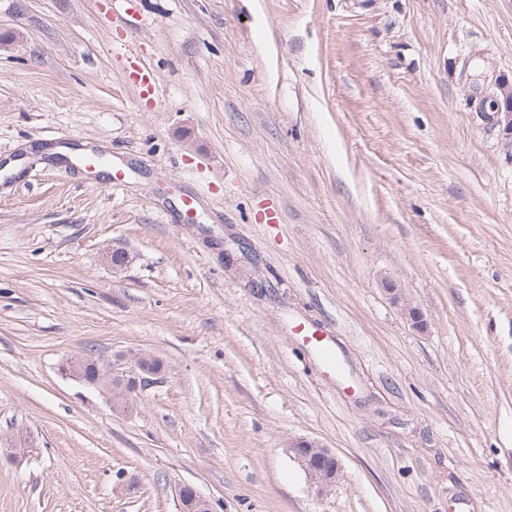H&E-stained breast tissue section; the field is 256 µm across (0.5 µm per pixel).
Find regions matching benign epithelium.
Returning a JSON list of instances; mask_svg holds the SVG:
<instances>
[{
	"mask_svg": "<svg viewBox=\"0 0 512 512\" xmlns=\"http://www.w3.org/2000/svg\"><path fill=\"white\" fill-rule=\"evenodd\" d=\"M478 110L486 120L501 128L503 139L512 140V84L506 80L496 84V90L480 99ZM149 356L122 354L112 361L96 362L92 381L83 374L85 358L66 360L67 374L76 381L110 397L113 407L132 410L137 394L163 382V372L148 365ZM288 452L306 475L309 484L321 494L341 478V465L336 455L316 441L298 438L291 442ZM177 512H210L212 504L190 483L175 490Z\"/></svg>",
	"mask_w": 512,
	"mask_h": 512,
	"instance_id": "obj_1",
	"label": "benign epithelium"
}]
</instances>
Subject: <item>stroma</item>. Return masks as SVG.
I'll use <instances>...</instances> for the list:
<instances>
[{"label": "stroma", "instance_id": "1", "mask_svg": "<svg viewBox=\"0 0 512 512\" xmlns=\"http://www.w3.org/2000/svg\"><path fill=\"white\" fill-rule=\"evenodd\" d=\"M503 79L512 0H0V512H512ZM130 349V415L60 369ZM128 82L136 87V89L143 94L152 96L156 90V75L149 68L142 65L140 62L132 66L128 72ZM478 110L486 120L501 128L503 139L512 140V84L506 80L496 90L480 99ZM313 330L302 328L301 333H304L303 339L306 343L310 344L313 348L317 349L321 358L327 368L336 370L338 367V359L336 358V351L331 347L327 339V335L321 328H312ZM315 336H324L323 340H318ZM288 452L319 494L326 492L341 478V465L336 455L316 441L295 439L289 445ZM177 500V511L187 512H209L211 502L203 497L196 487L190 483H182L175 490Z\"/></svg>", "mask_w": 512, "mask_h": 512}]
</instances>
